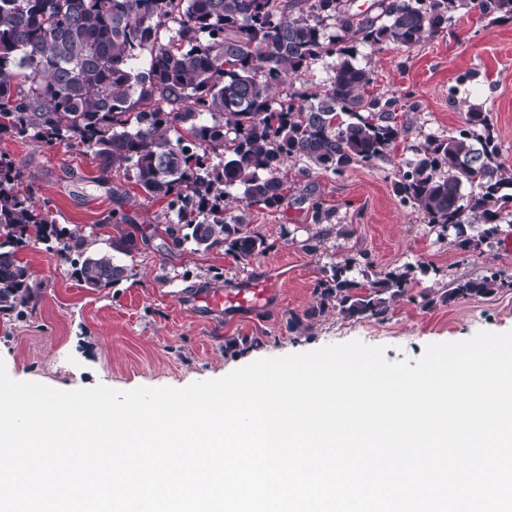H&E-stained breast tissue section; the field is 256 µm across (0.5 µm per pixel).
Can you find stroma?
<instances>
[{
	"mask_svg": "<svg viewBox=\"0 0 512 512\" xmlns=\"http://www.w3.org/2000/svg\"><path fill=\"white\" fill-rule=\"evenodd\" d=\"M354 56L371 70L373 94L397 101L403 129L396 147L385 159L340 174L288 162V191L272 209L247 206L241 192H232L224 200L227 213L247 210L251 230L272 244L246 261L220 247L174 246L157 231L165 222V202L145 200L121 169H101L92 152L0 139V153L25 166L20 193L31 195L38 211L61 227L90 236L92 250L111 253L126 269L119 282L90 289L76 279L55 241L29 242L20 256L38 285L35 300L23 319L0 313V362L8 375L62 390L97 384L181 388L259 358L330 344L381 346L393 362L420 357L430 343L512 330L507 289L429 308L403 297L382 321L335 310L310 317L315 281L344 256L368 254L378 270L406 263L424 267L413 286L417 293L490 266L512 275V249L506 247L512 229L480 251H457L415 209L401 204L394 188L414 145L462 127L465 102L489 112L499 160L512 168V20L492 23L462 11L448 30L413 48L358 42ZM315 203L324 213L318 223L312 218ZM116 213L124 223H113ZM340 226L345 235H337ZM126 236L134 239L132 250L116 249ZM266 277L281 287L259 310L217 318L195 305L209 290ZM295 314L304 321L292 330L288 321Z\"/></svg>",
	"mask_w": 512,
	"mask_h": 512,
	"instance_id": "obj_1",
	"label": "stroma"
}]
</instances>
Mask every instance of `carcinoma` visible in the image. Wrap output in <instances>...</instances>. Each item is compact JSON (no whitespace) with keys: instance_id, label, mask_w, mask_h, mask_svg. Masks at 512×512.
<instances>
[{"instance_id":"cac0c4a2","label":"carcinoma","mask_w":512,"mask_h":512,"mask_svg":"<svg viewBox=\"0 0 512 512\" xmlns=\"http://www.w3.org/2000/svg\"><path fill=\"white\" fill-rule=\"evenodd\" d=\"M379 13L350 12L345 0H0V138L64 142L91 150L102 167L124 169L145 198L167 201L177 246H222L248 260L273 248L248 214L224 213L231 190L274 208L288 190L285 162L334 174L385 158L402 125L394 101L368 93L369 69L349 43L410 49L448 28L460 10L493 22L512 18V0H374ZM336 57L315 93L278 100L287 75ZM24 166L0 154V311L34 297L19 257L25 243L55 239L87 288L119 281L125 268L88 237L60 228L15 188ZM470 187L464 194V187ZM400 201L448 244L477 251L512 228V169L498 162L488 113L466 106L454 135H428L395 182ZM480 221L464 231L466 213ZM362 278L350 274L357 266ZM367 254L345 257L314 285L317 306L356 318H385L415 282V267L374 272ZM512 279L487 269L462 274L443 301L489 296Z\"/></svg>"}]
</instances>
